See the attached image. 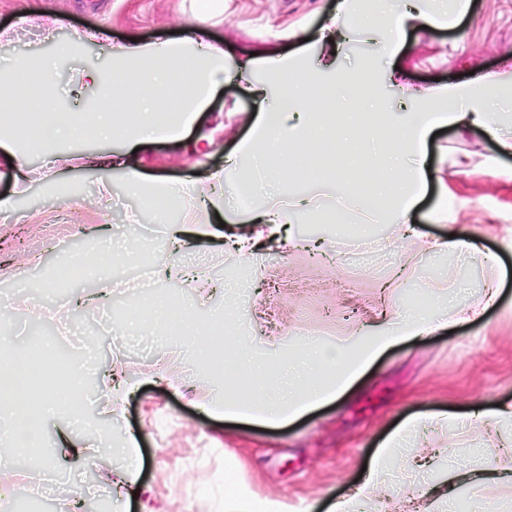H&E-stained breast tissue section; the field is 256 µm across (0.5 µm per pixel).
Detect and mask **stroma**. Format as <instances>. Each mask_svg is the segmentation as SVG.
<instances>
[{
	"instance_id": "1",
	"label": "stroma",
	"mask_w": 512,
	"mask_h": 512,
	"mask_svg": "<svg viewBox=\"0 0 512 512\" xmlns=\"http://www.w3.org/2000/svg\"><path fill=\"white\" fill-rule=\"evenodd\" d=\"M192 0H0V29L11 32L0 42V64L23 56L35 60L57 55L59 44L77 33L105 28L109 44L88 43L79 53L57 56L51 85L58 107L83 112L94 106L95 92L75 75L88 66L111 68L110 46L136 40L153 42L183 36ZM336 0H224V13L207 29L209 39L223 43L226 58L237 62L250 54L261 57L295 54L304 47ZM400 49L379 54L363 36H351L336 60L337 75L369 74L376 97L389 105L387 120L402 123L404 110L395 103L389 81L392 68L405 73L417 93L416 110L426 108L433 88L465 85L472 72L494 75L512 83V0H471L469 12L449 25L425 28L406 22ZM257 104L247 83L230 81L198 113L191 129L178 141H160L137 151L132 159L156 181H180L207 169L223 167L224 157L248 136L245 114ZM109 144L74 141L61 150L34 145L27 150V189L16 194L14 176L0 167V255L13 263L0 270V303L27 304L40 299L24 327L11 328L0 341V360L18 354L39 358L52 347L49 375L77 368L84 376L80 411L60 407L44 425L39 455L25 456L22 465H52L58 474L50 495L35 512H59L65 503L110 501L112 512H224V473L237 474L242 494L258 499L261 512H327L349 484L358 480L377 445L403 420L440 412H468L471 406L512 404V155H502L481 128H443L428 144L431 167L428 190L414 208L415 227L428 237L449 230L477 236L483 261L467 271L449 270L434 256L424 257L416 274L389 295L381 282L398 272L399 251L408 241L398 239L392 224H378L374 235L392 239L390 251L342 248L331 226L335 200L318 199L315 217L296 225V233L323 244L324 254L308 247L281 254L266 251L260 267L259 292L244 295L239 318L257 338L284 347L295 337L314 335L328 340L344 332L353 319L371 320L381 305L410 306L432 294L424 283L431 277L448 281L449 297L461 303L480 300L486 283L501 281L498 301L480 321L453 325L451 332L403 342L383 353L337 400L279 428L250 424L249 428L223 416L202 413L197 401L221 403L220 363L200 372L191 352L176 336H158L142 344L125 335L105 334L99 313L102 304L123 310L124 298L115 279L137 285V264L113 259L95 266L64 290L48 287L55 269L100 252L107 240L98 232L106 226L120 233L137 210L124 192V176L85 166L84 156L123 151ZM69 154L68 165L56 166L58 152ZM111 191L101 194L102 177ZM41 254L40 266L25 258ZM347 276L355 286L338 292L336 279ZM86 296L85 306L73 309V295ZM201 292L179 280L154 279L140 288L143 306L159 297L175 298L198 321H208L221 303L213 295L200 303ZM126 372L131 390L125 399L126 419L111 420L112 389L106 376L112 366ZM70 428L85 444L74 455L57 447L61 428ZM137 434L144 455L142 492L128 502L112 487L110 473L122 458L118 453L128 434ZM488 444L479 424L427 426L418 450L438 449L426 470L428 478L445 477L447 464L467 470L480 466ZM457 501L463 512H512V481L475 485L460 482Z\"/></svg>"
}]
</instances>
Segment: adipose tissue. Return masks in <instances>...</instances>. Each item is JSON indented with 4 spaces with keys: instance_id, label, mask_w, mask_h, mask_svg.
Segmentation results:
<instances>
[{
    "instance_id": "ef3b65f1",
    "label": "adipose tissue",
    "mask_w": 512,
    "mask_h": 512,
    "mask_svg": "<svg viewBox=\"0 0 512 512\" xmlns=\"http://www.w3.org/2000/svg\"><path fill=\"white\" fill-rule=\"evenodd\" d=\"M222 5L223 0H195L193 35L179 42L118 47L111 55L112 67L107 74L93 66L82 70L81 81L98 92L96 106L84 113L45 104L43 88L56 67V58H45L35 67L21 60L10 68H0V85L13 90L12 96L0 97V132H5L11 144L8 154L12 166L23 167V148L36 137L47 144L119 139L133 148L156 139L181 137L230 75L250 84L258 109L249 118L251 137L225 157L223 168L201 179L173 184L148 180L137 168L124 167L125 188L160 221L174 199L208 201L218 215L223 214L224 198L232 190L261 198L262 204L246 216L230 218L222 228L208 219L170 227L169 249L153 259L155 273L176 270L186 282H203L205 271L184 263L183 258L198 241L209 237L224 238L226 253L250 265L262 259L266 245L276 244L284 252L296 248L295 237L284 228L313 217L314 209L309 198L286 193L282 176L288 169L305 172L313 165L319 169L314 183L339 194L348 212L359 214L362 236H369L373 225L389 220L398 224L414 252L435 254L451 265L478 256L473 239L459 234L431 240L413 229L409 219L426 187L425 146L433 129L476 125L495 137L503 153H512V135L501 134L499 118L480 106L484 98L505 95L511 88L492 76L481 75L461 89H438L428 111L412 113L409 122L387 123L380 117L367 82L346 87L333 82L316 84L312 72L301 69L294 57L228 65L223 46L201 36L205 24ZM412 6L413 0H379L375 14L358 19L352 0H338L335 14L310 41L309 54L318 67L331 66L334 51L355 24L367 41L392 52L396 33L407 19L419 18L428 27L444 20L437 12L414 13ZM275 88L281 95L273 101L269 92ZM466 98L474 104L472 111L461 106ZM372 152L379 156L380 167L373 184L363 189L359 186L363 173L360 161ZM249 288L246 280L225 283L224 305L217 315L225 326L226 341L238 347L236 371L246 373L254 382L247 396L239 388L225 387L224 415L270 427L288 424L341 397L393 346L433 335L451 321L464 324L478 319L499 294L498 283L493 280L483 301L457 307L450 317L421 303L383 313L370 336L361 326L327 342L304 336L297 342L294 358L282 361L259 353L254 337L238 321V299ZM122 319L125 327L139 334L175 333L189 346L196 345L200 330L168 301L150 308L127 303ZM7 371V377L0 379V420L8 423L11 437L8 454H0V480L11 472L17 455L39 452L41 424L56 402L66 398L75 401L83 395L82 377L72 370L55 390H40L30 399L18 391L17 362H10ZM451 418L447 412L403 421L377 448L358 485L338 500L331 512H368L371 500L387 491L388 460H400L412 471L425 469V459L411 452L412 443L426 425ZM498 474L493 466L467 472L453 469L446 480L418 486L411 495L437 506L439 512H452L460 480L485 484L496 481Z\"/></svg>"
}]
</instances>
